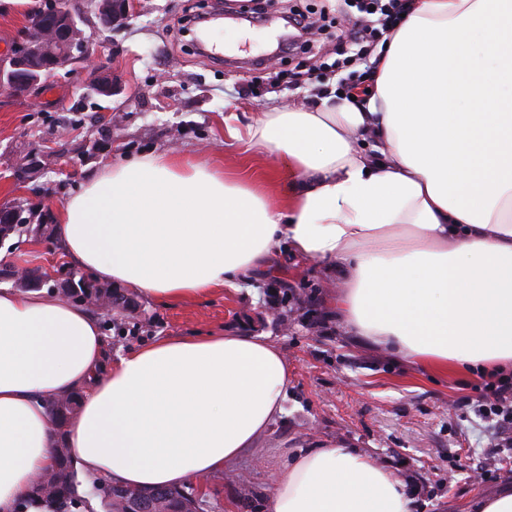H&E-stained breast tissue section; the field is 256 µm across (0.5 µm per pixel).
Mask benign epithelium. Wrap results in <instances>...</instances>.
I'll return each instance as SVG.
<instances>
[{
	"label": "benign epithelium",
	"mask_w": 512,
	"mask_h": 512,
	"mask_svg": "<svg viewBox=\"0 0 512 512\" xmlns=\"http://www.w3.org/2000/svg\"><path fill=\"white\" fill-rule=\"evenodd\" d=\"M101 24H125L136 11V0H94ZM90 58L89 40L80 17L59 7L51 18L42 13L28 16L21 40L0 55V90L13 97L29 98L43 87V80L60 71H71ZM91 91L110 98L120 91L118 80L110 75L94 79ZM6 278L27 288H37L39 278L26 267L15 266Z\"/></svg>",
	"instance_id": "obj_1"
}]
</instances>
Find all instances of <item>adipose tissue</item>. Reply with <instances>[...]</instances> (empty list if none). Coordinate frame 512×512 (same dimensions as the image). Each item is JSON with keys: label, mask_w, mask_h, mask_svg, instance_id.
Segmentation results:
<instances>
[{"label": "adipose tissue", "mask_w": 512, "mask_h": 512, "mask_svg": "<svg viewBox=\"0 0 512 512\" xmlns=\"http://www.w3.org/2000/svg\"><path fill=\"white\" fill-rule=\"evenodd\" d=\"M358 103L225 134L288 170L281 205L201 156L104 169L56 216L67 258L167 304L249 280L281 243L335 265L350 334L431 372L512 370V0H407ZM262 336H173L108 356L98 317L0 288V512L67 448L90 481L179 488L232 468L284 412ZM81 393L59 431L49 401ZM268 512H412L358 448L291 453Z\"/></svg>", "instance_id": "1"}]
</instances>
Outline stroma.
Instances as JSON below:
<instances>
[{"label":"stroma","instance_id":"stroma-1","mask_svg":"<svg viewBox=\"0 0 512 512\" xmlns=\"http://www.w3.org/2000/svg\"><path fill=\"white\" fill-rule=\"evenodd\" d=\"M93 0H0V52L20 39L31 10L64 5L84 19L91 66L50 78L35 101L0 92V206L22 202L34 210L30 233L0 243V270L25 266L45 275L43 288L91 280L69 261L54 230L56 213L104 167L148 152L204 154L225 173L258 184L280 201L286 169L263 152L225 137L275 105H315L341 77L333 68V34L347 28L354 9L336 0H142L124 26L103 27ZM323 27L311 43L312 79L292 81L302 59L275 50L290 10ZM224 15L216 26L223 50H199L192 31L173 36L185 15ZM109 73L120 94L103 102L85 97L87 85ZM25 181H17V172ZM341 288L325 263L284 249L250 286L167 305L133 294L121 315L101 314L110 354L165 336L236 332L264 334L288 362L284 413L231 470L202 492L208 512H267L272 473L294 448L344 444L367 451L402 476L415 512H467L471 499L512 483V446L491 434L475 407L474 375L424 371L350 335L336 316Z\"/></svg>","mask_w":512,"mask_h":512}]
</instances>
